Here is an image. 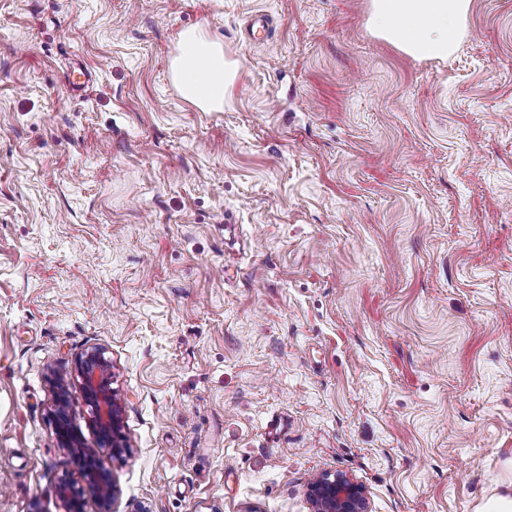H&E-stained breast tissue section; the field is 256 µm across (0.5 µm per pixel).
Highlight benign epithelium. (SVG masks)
<instances>
[{"instance_id": "1", "label": "benign epithelium", "mask_w": 512, "mask_h": 512, "mask_svg": "<svg viewBox=\"0 0 512 512\" xmlns=\"http://www.w3.org/2000/svg\"><path fill=\"white\" fill-rule=\"evenodd\" d=\"M75 374L81 380L89 426L98 435V446L87 447L71 424L68 384L72 374L53 372L49 380L57 446L79 459L84 485L97 492L95 512H116L120 489L112 474L100 465L99 457L105 453L114 457L128 454L130 446L124 433L122 404L112 388V362L105 357L104 349L93 347L77 358ZM53 493L64 503L66 512H86L83 485L63 477ZM307 496L312 512H371L365 488L342 473L316 475L307 486Z\"/></svg>"}]
</instances>
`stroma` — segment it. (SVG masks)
I'll return each instance as SVG.
<instances>
[{"mask_svg":"<svg viewBox=\"0 0 512 512\" xmlns=\"http://www.w3.org/2000/svg\"><path fill=\"white\" fill-rule=\"evenodd\" d=\"M370 0H0V512H65L47 376L106 348L116 512L512 494V0L445 60ZM200 26L223 111L169 78ZM91 81L73 92V73ZM181 97L202 110H223L239 74V64L202 27L179 34L170 65ZM307 496L312 512H371L365 488L342 473L316 475Z\"/></svg>","mask_w":512,"mask_h":512,"instance_id":"obj_1","label":"stroma"}]
</instances>
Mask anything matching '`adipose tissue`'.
<instances>
[{"label":"adipose tissue","instance_id":"adipose-tissue-1","mask_svg":"<svg viewBox=\"0 0 512 512\" xmlns=\"http://www.w3.org/2000/svg\"><path fill=\"white\" fill-rule=\"evenodd\" d=\"M471 0H371L374 34L408 56L445 59L464 34ZM181 97L210 111L223 109L239 74V64L223 45L200 27L180 33L170 65Z\"/></svg>","mask_w":512,"mask_h":512}]
</instances>
